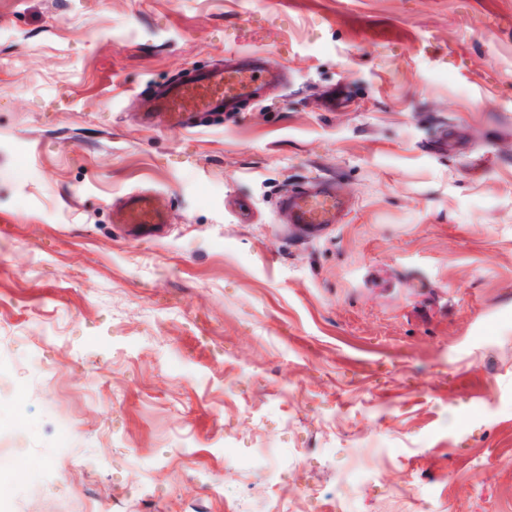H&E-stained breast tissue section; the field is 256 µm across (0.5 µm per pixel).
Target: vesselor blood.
Returning a JSON list of instances; mask_svg holds the SVG:
<instances>
[{
	"label": "vessel or blood",
	"mask_w": 512,
	"mask_h": 512,
	"mask_svg": "<svg viewBox=\"0 0 512 512\" xmlns=\"http://www.w3.org/2000/svg\"><path fill=\"white\" fill-rule=\"evenodd\" d=\"M282 72L258 56L249 61L227 60L208 68L193 69L155 90L148 99L140 124L179 131L221 122L226 113L256 101L266 86L282 81ZM281 211L290 223L315 234L330 224L341 223L348 202L331 179H323L281 198ZM113 221L128 225L134 233L151 234L166 223L160 197L148 191L126 195Z\"/></svg>",
	"instance_id": "1"
}]
</instances>
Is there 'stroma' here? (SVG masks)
<instances>
[{"label":"stroma","mask_w":512,"mask_h":512,"mask_svg":"<svg viewBox=\"0 0 512 512\" xmlns=\"http://www.w3.org/2000/svg\"><path fill=\"white\" fill-rule=\"evenodd\" d=\"M240 51L264 102L139 125ZM318 178L351 207L308 238L278 202ZM0 347L45 364L0 390L18 512H247L195 470L263 448L274 512L353 469L360 512H512V0H0ZM113 222L127 224L135 234H154L161 224H168L160 196L148 191L126 195L121 207L114 212Z\"/></svg>","instance_id":"stroma-1"}]
</instances>
